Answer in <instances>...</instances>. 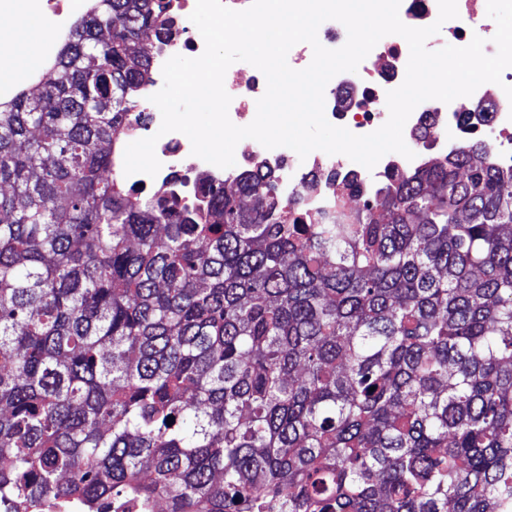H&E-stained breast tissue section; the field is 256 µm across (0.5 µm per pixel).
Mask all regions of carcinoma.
<instances>
[{
	"label": "carcinoma",
	"instance_id": "1",
	"mask_svg": "<svg viewBox=\"0 0 512 512\" xmlns=\"http://www.w3.org/2000/svg\"><path fill=\"white\" fill-rule=\"evenodd\" d=\"M148 29L164 0H93L0 100V500L512 512V167L345 176L334 224L250 173L146 192L111 169Z\"/></svg>",
	"mask_w": 512,
	"mask_h": 512
}]
</instances>
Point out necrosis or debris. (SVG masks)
<instances>
[{
    "mask_svg": "<svg viewBox=\"0 0 512 512\" xmlns=\"http://www.w3.org/2000/svg\"><path fill=\"white\" fill-rule=\"evenodd\" d=\"M481 2L457 0L458 18L447 21L439 33L429 37L427 49L440 50L448 40L465 46L477 35L485 41V54H494L496 46L492 38L496 24L482 9ZM20 6L30 13L52 12L50 27L36 41L37 54L49 56L55 50L58 36L69 29L72 14L83 9L84 0H0V12L13 11ZM195 6L196 0H171L172 36L153 60L155 75L152 85L147 88L148 94H155L162 88L161 70L169 58L175 55L195 58L202 54L204 40L189 19ZM408 59L409 46L403 37H383L359 64L357 71L337 74L328 82L324 92L327 120L357 135L377 130L388 119L386 94L404 81ZM508 85L512 86V67L504 70L501 84L485 83L476 89L470 100L485 104L486 109L467 116L462 114L456 100L448 104L438 100L420 103L406 122L409 134L418 145L415 157L408 160L388 154L370 170L342 154L329 155L316 150L302 160L284 148L268 149L256 141L250 149H237V167L223 169L193 156L186 135L179 132L160 134L162 115L155 109L147 114L144 125H132L130 133L137 138L145 132L157 135L155 154L161 167L156 175L136 173L129 175L127 181L143 188L166 185L181 192L194 176L205 175L221 184H233L242 171L260 166L266 173L277 176V189L283 197H293L299 188H306L308 209L321 220L329 221L336 216V188L330 178L337 173L355 175L365 189L371 190L391 168L422 167L427 152L447 154L451 142L466 135L485 141L493 163L512 166V101L504 92ZM224 87L232 98L228 110L231 121L238 126L250 124L256 116V102L265 91L264 78L252 73L248 63L237 62L228 68Z\"/></svg>",
    "mask_w": 512,
    "mask_h": 512,
    "instance_id": "necrosis-or-debris-1",
    "label": "necrosis or debris"
}]
</instances>
